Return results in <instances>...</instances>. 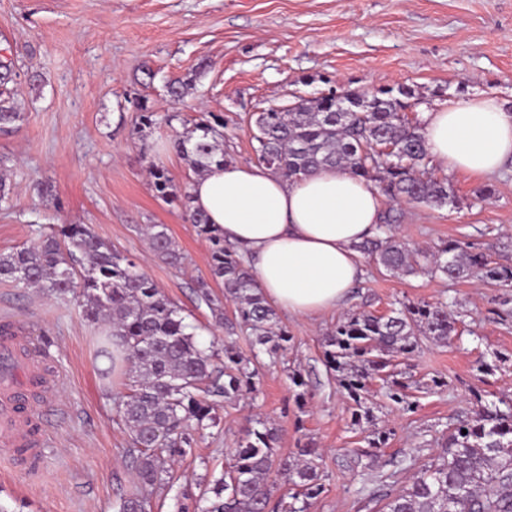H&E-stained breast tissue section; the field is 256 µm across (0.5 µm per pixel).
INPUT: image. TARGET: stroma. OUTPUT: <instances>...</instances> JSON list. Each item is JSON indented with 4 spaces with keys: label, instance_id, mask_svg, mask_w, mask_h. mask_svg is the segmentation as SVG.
I'll return each mask as SVG.
<instances>
[{
    "label": "stroma",
    "instance_id": "stroma-1",
    "mask_svg": "<svg viewBox=\"0 0 512 512\" xmlns=\"http://www.w3.org/2000/svg\"><path fill=\"white\" fill-rule=\"evenodd\" d=\"M0 59L12 64L6 89L23 116L0 133V174L10 186L0 205V252L56 224L91 225L113 250L139 259L202 344L230 340L246 354L247 337L225 329L235 306L223 288H212L222 318L195 299L196 281L210 276L207 241L179 203L153 189V163L177 185L193 181L171 145L173 129L219 115L228 159L250 164L257 112L332 89H410L407 114L420 120L484 94L511 112L512 0H0ZM176 78L189 83L178 101L167 93ZM143 104L173 115L172 124L140 133ZM435 174L447 179L455 204L384 202L399 237L426 248L473 243L512 266V161L486 176L440 166ZM486 187L488 199L479 195ZM149 224L168 225L182 266L151 252ZM408 300L447 303L462 333L398 357V372L423 386L413 410L387 400L375 382V421L352 426L350 403L323 362L324 340L345 311L381 315ZM279 319L290 336L285 361L262 365L256 391L218 408V426L173 466L157 512H179L211 488L242 430L259 419L276 428L278 455L316 449L324 490L309 512H378L379 496L399 492L460 421L479 406L512 401V286L394 277L368 263L345 308ZM4 321L28 337L55 386L41 457L21 468L0 457V512H114L117 489L134 480L129 437L115 414L123 386L106 388L99 377V325L78 303L0 282ZM294 371L306 382L302 408ZM375 429L391 432L376 463L355 454Z\"/></svg>",
    "mask_w": 512,
    "mask_h": 512
}]
</instances>
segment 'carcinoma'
I'll list each match as a JSON object with an SVG mask.
<instances>
[{"instance_id":"1","label":"carcinoma","mask_w":512,"mask_h":512,"mask_svg":"<svg viewBox=\"0 0 512 512\" xmlns=\"http://www.w3.org/2000/svg\"><path fill=\"white\" fill-rule=\"evenodd\" d=\"M352 111L338 112L325 97L305 98L293 107L269 108L255 119L257 162L291 181L327 168H343L363 177L395 201L441 207L454 202L448 181L428 168V150L418 121L405 110L411 91L382 89L374 95L344 92ZM139 129L167 115L139 106ZM21 113L0 99V131L7 132ZM224 122L201 120L184 127L172 140L175 150L197 172L224 163ZM153 188L164 201H178L198 235L210 243V276L233 301L240 330L252 337L257 352L243 356L232 347L224 358L208 352L196 340L195 327L139 266L114 251L87 224H65L29 246L0 253V282L41 288L60 301L75 300L93 323L107 326L100 353L110 366L103 377L125 376L127 392L120 397L117 417L130 436L128 464L138 486L120 493L115 512H151L152 495L170 479V465L192 450L190 429L217 424L216 409L244 392L254 391L258 353L274 357L288 350V331L279 325L251 269L225 244L224 235L193 209L190 187L176 185L167 169L151 165ZM388 211L375 235L354 249L392 275L430 273L450 280L479 278L512 283V268L491 262L470 244L450 241L433 252L396 238ZM151 249L179 267L184 255L165 224L147 225ZM198 302L215 308L209 283L195 284ZM457 328L448 304L401 302L387 315L359 310L336 322L324 345L326 369L353 403L354 426L373 421L369 383L377 375L386 384L385 397L410 408L409 384L396 379L395 357L410 354L422 336L448 343ZM467 433H462V430ZM275 428L265 423L248 428L231 449L224 476L215 480L203 502L182 512H308L310 501L323 492L315 463L317 451L303 448L300 457H280ZM288 478V498L272 500V473ZM382 512H512V409L483 406L460 422L448 444L390 496Z\"/></svg>"}]
</instances>
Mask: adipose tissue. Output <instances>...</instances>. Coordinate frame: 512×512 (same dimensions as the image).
Instances as JSON below:
<instances>
[{"mask_svg":"<svg viewBox=\"0 0 512 512\" xmlns=\"http://www.w3.org/2000/svg\"><path fill=\"white\" fill-rule=\"evenodd\" d=\"M424 135L447 169L485 175L512 160V113L492 95L427 113ZM191 193L266 300L292 316L318 317L345 302L364 274L354 246L374 236L381 215L377 189L336 168L289 181L229 160L195 177Z\"/></svg>","mask_w":512,"mask_h":512,"instance_id":"1","label":"adipose tissue"}]
</instances>
